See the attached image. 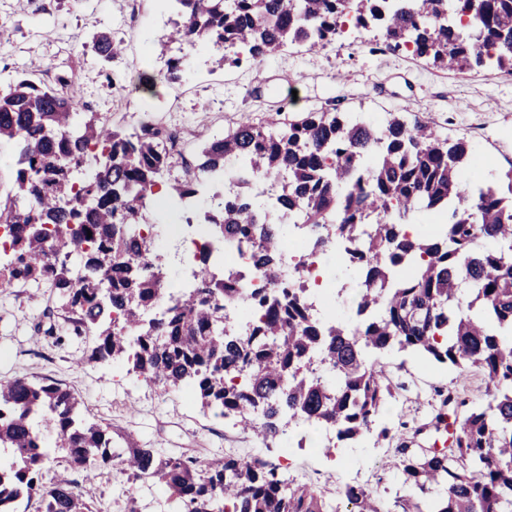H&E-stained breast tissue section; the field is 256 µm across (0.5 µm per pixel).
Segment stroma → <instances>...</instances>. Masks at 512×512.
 <instances>
[{
	"label": "stroma",
	"instance_id": "stroma-1",
	"mask_svg": "<svg viewBox=\"0 0 512 512\" xmlns=\"http://www.w3.org/2000/svg\"><path fill=\"white\" fill-rule=\"evenodd\" d=\"M177 17L165 0H0V82L9 83L33 62L42 67L35 81L47 85L59 73L75 72L85 111L107 125L129 130L147 119L174 133V178L208 140L223 136L243 116L258 120L280 110L357 113L366 122L393 112L409 125L426 118L448 139L475 146L485 184L512 167V71L442 70L391 49L382 33L373 31L357 39L339 37L317 52L293 46L259 65L245 61L221 69L213 64V50L187 48L183 77L172 82L164 77L167 58L159 41ZM100 32L123 43L122 55L112 62H102L91 49ZM144 73L154 78L151 89L132 90ZM66 317L49 289L0 286V378L58 383L75 394L86 419L116 434H132L141 447L168 456L202 461L254 448L251 435L202 412L181 393L159 394L118 364L89 361L94 336L56 343L47 329ZM398 377L408 389L389 403L385 420L392 425L423 421L434 388L463 389L474 400L484 391L475 369L425 366L410 356ZM289 458L298 483L329 492L356 483L384 490L389 500L406 492L385 444L365 441L353 450L334 449L328 458L314 443L291 448ZM61 474L79 482L94 512H127L132 497L138 512L168 510L160 486L130 482L120 467L89 483L58 458L44 478Z\"/></svg>",
	"mask_w": 512,
	"mask_h": 512
}]
</instances>
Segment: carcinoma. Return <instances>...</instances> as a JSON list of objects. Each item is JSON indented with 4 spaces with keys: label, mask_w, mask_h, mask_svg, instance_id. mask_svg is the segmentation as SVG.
Here are the masks:
<instances>
[{
    "label": "carcinoma",
    "mask_w": 512,
    "mask_h": 512,
    "mask_svg": "<svg viewBox=\"0 0 512 512\" xmlns=\"http://www.w3.org/2000/svg\"><path fill=\"white\" fill-rule=\"evenodd\" d=\"M170 39L223 49L256 63L294 45L314 50L346 24L380 30L448 70L512 69V0H177ZM93 52L110 63L121 47L107 33ZM42 86L29 77L0 92V141L19 148L14 195L0 204L7 256L0 279L44 284L68 313L48 334L97 338L90 359L121 363L161 393L185 390L201 408L253 434L266 447H293L290 425L326 424L339 442L376 432L393 442L408 494L388 502L344 484L334 505L325 492L283 480L261 453L248 462L226 453L200 461L140 448L128 434L88 423L78 400L57 384L0 379V512L40 497L45 512H93L76 483L47 484L52 453L94 476L124 466L160 485L174 512H512V167L493 186L477 182L474 148L451 142L430 122L408 127L393 113L374 129L339 112L254 122L245 117L210 140L194 169L154 198L171 167L172 135L143 124L111 130L80 111L77 76ZM237 166L278 185L268 214L246 191L194 208V223L217 238L257 248V269L278 286L239 299L234 272L201 263L196 286L181 288L163 312L159 284L171 258L157 237L128 227L160 205L185 206ZM290 224H308L313 251L344 268L354 291L347 310L320 319L307 288L282 268ZM92 236H87V232ZM261 312L247 336L224 331L235 308ZM416 355L431 364L478 369L485 399L434 389L422 423L374 429L404 389L382 357ZM469 408L460 418L458 412ZM459 422L446 448L415 447L427 430ZM443 493L435 494L436 487Z\"/></svg>",
    "instance_id": "cac0c4a2"
}]
</instances>
